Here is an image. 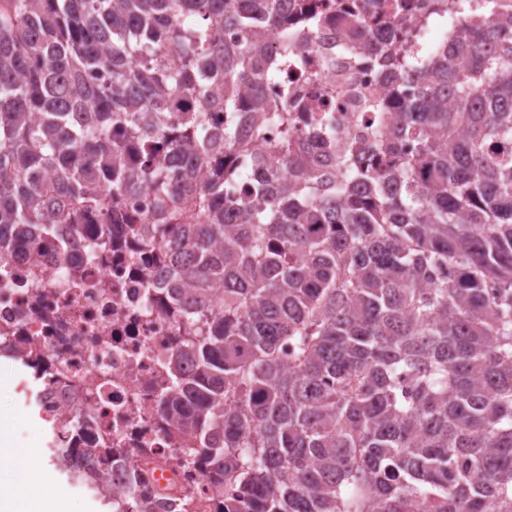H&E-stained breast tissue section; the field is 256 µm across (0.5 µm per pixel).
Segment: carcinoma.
<instances>
[{"label": "carcinoma", "mask_w": 512, "mask_h": 512, "mask_svg": "<svg viewBox=\"0 0 512 512\" xmlns=\"http://www.w3.org/2000/svg\"><path fill=\"white\" fill-rule=\"evenodd\" d=\"M490 3L434 0L468 17L446 59L393 4L411 49L391 93L421 98L377 120L375 161L347 148L330 171L295 146L255 23L279 0H0V265L8 226L95 258L112 236L83 214L120 220L151 188L128 242L224 290L180 312L160 399L185 460L239 488L221 512H512V19ZM321 23L283 26V56ZM270 120L281 142L249 149ZM154 196L150 189L140 188L124 198V218L132 217L139 222L149 221L154 209Z\"/></svg>", "instance_id": "cac0c4a2"}]
</instances>
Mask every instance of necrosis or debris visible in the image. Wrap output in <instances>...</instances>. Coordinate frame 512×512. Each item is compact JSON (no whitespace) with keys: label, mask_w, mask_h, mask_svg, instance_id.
I'll list each match as a JSON object with an SVG mask.
<instances>
[{"label":"necrosis or debris","mask_w":512,"mask_h":512,"mask_svg":"<svg viewBox=\"0 0 512 512\" xmlns=\"http://www.w3.org/2000/svg\"><path fill=\"white\" fill-rule=\"evenodd\" d=\"M354 0H282L281 17L319 12L323 26L311 42L299 43L282 68L293 92L309 108L330 100L337 146L362 148L374 138L375 113L362 100L384 90L382 60L398 49L386 21L393 0H371L364 22L355 24ZM311 76H300L297 61ZM112 227V248L96 259L74 247L65 259L30 247L17 248L0 266V351L27 354L43 384L36 396L43 420L57 422L61 449L88 448L87 474L106 472L113 488L136 471V497L150 512H217L233 486L215 485L181 451L190 434L158 411L171 376L178 312L186 300L175 294L174 269L152 254H138ZM96 420L84 427L81 417ZM111 449L104 458L102 449Z\"/></svg>","instance_id":"1"}]
</instances>
